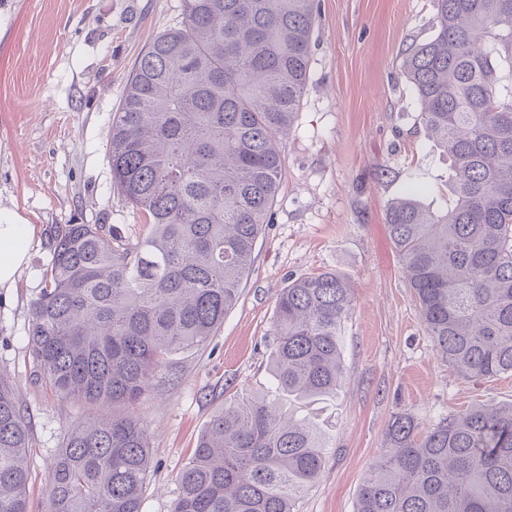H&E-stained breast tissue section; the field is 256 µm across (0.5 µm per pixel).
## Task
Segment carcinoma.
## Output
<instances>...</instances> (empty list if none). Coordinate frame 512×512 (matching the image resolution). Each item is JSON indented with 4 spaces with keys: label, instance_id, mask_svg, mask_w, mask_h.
<instances>
[{
    "label": "carcinoma",
    "instance_id": "obj_1",
    "mask_svg": "<svg viewBox=\"0 0 512 512\" xmlns=\"http://www.w3.org/2000/svg\"><path fill=\"white\" fill-rule=\"evenodd\" d=\"M184 22L141 55L112 123L118 192L148 217L130 243L104 224L50 229L31 305L36 380L95 411L48 474V512H141L151 468L130 409L175 351L205 345L249 273L277 196L281 138L308 81L318 0H183ZM434 36L403 71L428 138L448 155L454 203L411 192L385 226L437 355L459 375H512V0H433ZM354 301L338 272L288 281L270 368L294 401L336 395ZM355 512H512V405L474 406L420 432L396 414ZM29 422L0 375V512H29ZM329 438L264 395L224 404L179 475L170 512H297Z\"/></svg>",
    "mask_w": 512,
    "mask_h": 512
}]
</instances>
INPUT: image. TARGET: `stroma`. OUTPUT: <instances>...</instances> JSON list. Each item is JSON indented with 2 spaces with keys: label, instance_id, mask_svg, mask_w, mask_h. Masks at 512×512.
Here are the masks:
<instances>
[{
  "label": "stroma",
  "instance_id": "obj_1",
  "mask_svg": "<svg viewBox=\"0 0 512 512\" xmlns=\"http://www.w3.org/2000/svg\"><path fill=\"white\" fill-rule=\"evenodd\" d=\"M433 14L431 0H318L309 79L251 272L215 336L174 355L134 410L152 458L142 512H169L182 468L225 401L276 395L272 325L292 277L336 271L355 292L344 385L335 400L299 410L330 448L298 512H355L393 415L428 430L477 404H512V376L467 379L438 357L384 225L387 204L413 186L433 208L453 203L448 158L429 140L402 69L406 49L432 36ZM182 25V0H0V221L36 228L16 288L0 292V373L16 383L30 423L31 512H46L64 431L89 413L34 376L30 308L44 286L49 230L107 224L130 242L147 231L112 182V121L140 55ZM384 168L390 177L378 179Z\"/></svg>",
  "mask_w": 512,
  "mask_h": 512
}]
</instances>
